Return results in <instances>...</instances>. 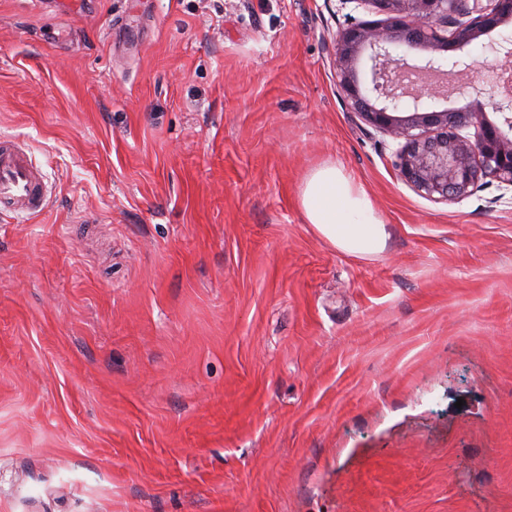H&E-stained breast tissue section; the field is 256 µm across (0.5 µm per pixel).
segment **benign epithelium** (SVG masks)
<instances>
[{
  "instance_id": "1",
  "label": "benign epithelium",
  "mask_w": 512,
  "mask_h": 512,
  "mask_svg": "<svg viewBox=\"0 0 512 512\" xmlns=\"http://www.w3.org/2000/svg\"><path fill=\"white\" fill-rule=\"evenodd\" d=\"M377 20H362L334 37L338 86L349 108L379 131L402 141L396 155L399 178L428 197L462 199L482 179L512 186V82L491 83L486 102L468 111L438 109L437 102L469 94L472 64L431 55L410 64L394 55L398 44H433L448 51L480 39L512 16V0H359ZM449 27L448 35L439 32ZM367 57L369 84L357 64ZM411 113L404 115V101ZM503 114L507 129L489 123L485 107ZM474 127L470 137L463 130Z\"/></svg>"
}]
</instances>
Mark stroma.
Returning a JSON list of instances; mask_svg holds the SVG:
<instances>
[{
	"label": "stroma",
	"mask_w": 512,
	"mask_h": 512,
	"mask_svg": "<svg viewBox=\"0 0 512 512\" xmlns=\"http://www.w3.org/2000/svg\"><path fill=\"white\" fill-rule=\"evenodd\" d=\"M359 0H0V512H512V188L429 198L345 106ZM512 20L454 51L476 63ZM332 162L388 232L307 224ZM0 204L28 216L39 215L47 204L43 175L4 139L0 140ZM300 204L307 224L337 250L353 256L384 251L383 219L366 189L336 164L325 162L308 173Z\"/></svg>",
	"instance_id": "1"
}]
</instances>
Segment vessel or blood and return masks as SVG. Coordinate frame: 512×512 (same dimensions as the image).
I'll return each instance as SVG.
<instances>
[{
  "instance_id": "b4317fda",
  "label": "vessel or blood",
  "mask_w": 512,
  "mask_h": 512,
  "mask_svg": "<svg viewBox=\"0 0 512 512\" xmlns=\"http://www.w3.org/2000/svg\"><path fill=\"white\" fill-rule=\"evenodd\" d=\"M0 204L28 216L39 215L47 204L41 172L4 139L0 140Z\"/></svg>"
}]
</instances>
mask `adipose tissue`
Returning <instances> with one entry per match:
<instances>
[{"label": "adipose tissue", "mask_w": 512, "mask_h": 512, "mask_svg": "<svg viewBox=\"0 0 512 512\" xmlns=\"http://www.w3.org/2000/svg\"><path fill=\"white\" fill-rule=\"evenodd\" d=\"M300 204L307 223L337 250L353 256L384 251L383 219L366 189L336 164L325 162L308 173Z\"/></svg>", "instance_id": "1"}]
</instances>
